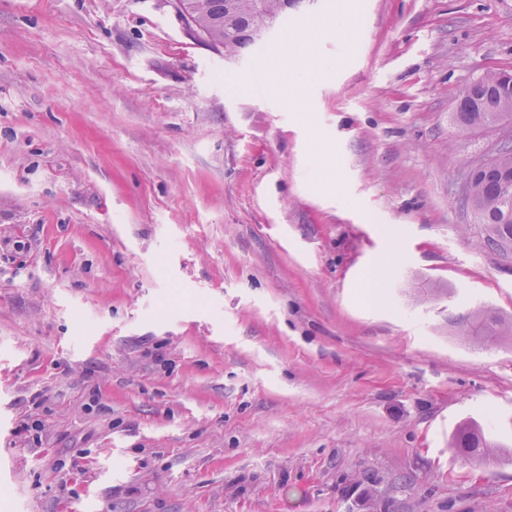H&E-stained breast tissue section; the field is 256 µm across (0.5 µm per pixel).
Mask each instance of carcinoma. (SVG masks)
Masks as SVG:
<instances>
[{"instance_id":"obj_1","label":"carcinoma","mask_w":512,"mask_h":512,"mask_svg":"<svg viewBox=\"0 0 512 512\" xmlns=\"http://www.w3.org/2000/svg\"><path fill=\"white\" fill-rule=\"evenodd\" d=\"M182 7L207 42L228 59L258 42L253 27L260 19L274 23L288 14L283 0H182ZM454 116L466 130L494 126L511 118L512 88L503 85L502 73L489 72L472 81L469 91L458 97ZM494 159L492 167L469 179L465 200L483 226V247L507 257L512 255V191L503 192L502 175H512V147L502 146ZM460 324L474 344L498 339L512 342V319H503L492 308L476 309L461 317ZM455 447L472 460L501 461L500 445L477 425H461Z\"/></svg>"}]
</instances>
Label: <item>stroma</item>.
<instances>
[{
  "mask_svg": "<svg viewBox=\"0 0 512 512\" xmlns=\"http://www.w3.org/2000/svg\"><path fill=\"white\" fill-rule=\"evenodd\" d=\"M320 30L332 67L289 103ZM512 0H303L229 60L176 0H0V512H512V258L464 196ZM336 172L327 186L321 161ZM455 109V120L463 129L494 126L512 117V88L503 85L502 72H489L469 84ZM464 335L474 344L501 339L512 342V319H503L492 308L483 307L461 316ZM455 447L463 456L472 460L501 461L500 447L503 446L487 438L483 429L478 425L469 423L461 425L455 436ZM487 455H491V457L488 458Z\"/></svg>",
  "mask_w": 512,
  "mask_h": 512,
  "instance_id": "35a3bbf8",
  "label": "stroma"
}]
</instances>
